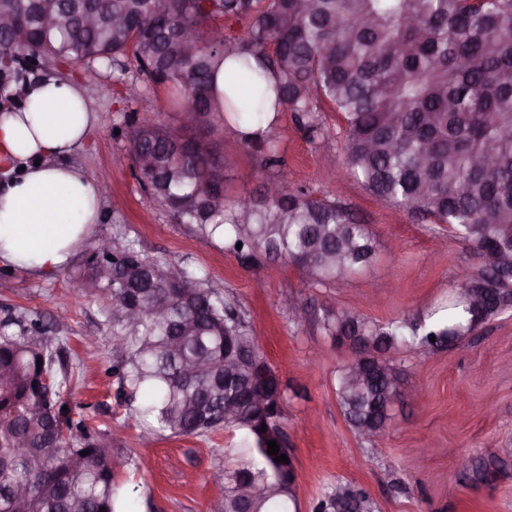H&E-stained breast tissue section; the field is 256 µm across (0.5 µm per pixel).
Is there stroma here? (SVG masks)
<instances>
[{
  "label": "stroma",
  "mask_w": 512,
  "mask_h": 512,
  "mask_svg": "<svg viewBox=\"0 0 512 512\" xmlns=\"http://www.w3.org/2000/svg\"><path fill=\"white\" fill-rule=\"evenodd\" d=\"M49 71L79 81L97 114L88 144L73 164L102 186L94 235L67 265L48 278L0 267V316L9 309L68 314L54 327L65 337L75 371L74 403L87 406L93 424L118 429L113 446L128 459L118 477L130 488V512H209L224 486L225 469L243 453L241 435L221 429L205 435L147 434L127 424L129 404L118 398L114 350L104 320L107 301L86 296L79 279L95 260L97 237L122 230L143 253L219 282L241 306L261 352L286 387L284 429L295 457L298 512H312L336 484L363 487L371 512H512V309L452 348L397 353L405 373L396 421L382 439L358 437L336 397V371L349 359L323 328L326 312H352L376 322L444 303L459 268L474 263L467 241L374 196L351 173L343 153L345 125L327 112L328 139L310 144L284 118L277 149L280 175L335 200L371 231L378 259L363 274L336 287L315 288L281 258L245 261L219 239L174 223L139 185L127 156L131 128L144 119L175 125L164 89L134 100L111 71L89 74L80 65L50 64ZM225 175L231 194L259 193L267 177L233 132L224 134ZM295 297L307 319L294 325L280 307ZM499 460L492 477L463 479L459 457Z\"/></svg>",
  "instance_id": "1"
}]
</instances>
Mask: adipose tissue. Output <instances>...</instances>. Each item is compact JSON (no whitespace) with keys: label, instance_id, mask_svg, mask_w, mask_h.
I'll use <instances>...</instances> for the list:
<instances>
[{"label":"adipose tissue","instance_id":"1","mask_svg":"<svg viewBox=\"0 0 512 512\" xmlns=\"http://www.w3.org/2000/svg\"><path fill=\"white\" fill-rule=\"evenodd\" d=\"M23 93L0 114V265L48 276L98 222L101 187L68 162L97 115L74 82L42 76Z\"/></svg>","mask_w":512,"mask_h":512}]
</instances>
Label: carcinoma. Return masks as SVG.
<instances>
[{"mask_svg": "<svg viewBox=\"0 0 512 512\" xmlns=\"http://www.w3.org/2000/svg\"><path fill=\"white\" fill-rule=\"evenodd\" d=\"M44 2L49 26L29 0H0V16L12 19L0 28V89L28 81L13 62L32 54L111 68L130 100L140 82L169 89L173 110L191 122L172 129L144 120L129 132L128 152L140 186L175 223L224 240L245 260L284 258L316 287L371 267L372 233L336 201L275 178L257 195L226 194L224 130L267 170L282 164L285 114L311 144L331 135L324 101L341 114L346 160L372 194L471 242L476 267L448 303L385 323L323 317L328 335L361 347L336 377L338 404L359 437L394 424L401 374L390 352L452 347L512 308V0ZM87 9L89 27L79 22ZM235 51L257 62L258 76L277 73L272 86L251 80L257 100L276 95L267 121L239 111L232 94H213L216 68ZM264 121L257 137L245 130ZM98 246L111 247L112 259L94 261L82 288L110 300L118 394L144 397L131 421L177 435L239 431L249 453L224 471L220 512H287L296 474L267 453V441L285 437L286 390L273 369L257 377L268 363L245 314L209 280L148 258L119 231ZM49 332L34 310L0 320V512H126L112 433L77 411L66 339ZM43 375L50 387H33ZM244 479L254 490L247 501L238 494ZM345 504L361 512L369 496L339 483L314 512Z\"/></svg>", "mask_w": 512, "mask_h": 512, "instance_id": "cac0c4a2", "label": "carcinoma"}]
</instances>
